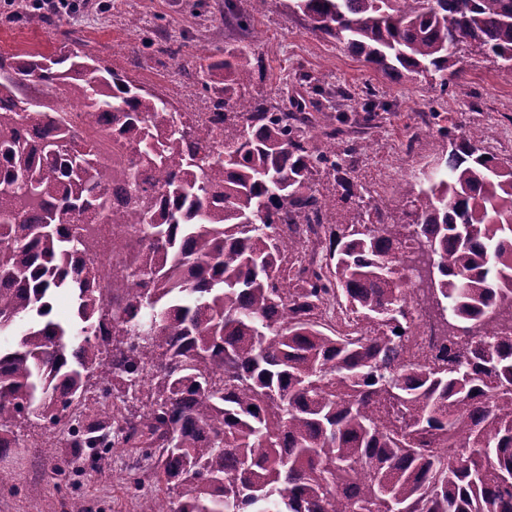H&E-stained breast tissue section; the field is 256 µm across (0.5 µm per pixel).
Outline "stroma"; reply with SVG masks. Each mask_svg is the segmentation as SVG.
Wrapping results in <instances>:
<instances>
[{
	"label": "stroma",
	"instance_id": "35a3bbf8",
	"mask_svg": "<svg viewBox=\"0 0 512 512\" xmlns=\"http://www.w3.org/2000/svg\"><path fill=\"white\" fill-rule=\"evenodd\" d=\"M251 18L250 32L225 27L217 7L201 9L197 0H84L75 14L51 13L45 23L30 25L18 16H0V52L50 54L71 35L79 48L92 52L115 71L159 91L181 112L207 111L209 101L193 77L182 69L193 56H223L225 48L254 49L261 61L252 74V94L279 105L303 93L299 74L317 77L329 87L355 93L373 90L387 101L379 127L358 134L364 145L357 183L375 202L393 210L401 204L394 187L401 179L431 170L446 158L448 142L425 128L420 116L439 112L455 123L488 128L485 146L504 162L512 161V72L480 56L469 57L460 88L441 93L422 77L393 80L374 71L336 42L311 30L288 0H237ZM175 46L176 55L165 52ZM30 439L0 456V470L15 474L14 487L0 489V512H68L71 498L84 500L87 512H137L133 490L121 480L120 451L90 462L89 449L72 447L68 434L32 425ZM57 443L56 456L41 444Z\"/></svg>",
	"mask_w": 512,
	"mask_h": 512
}]
</instances>
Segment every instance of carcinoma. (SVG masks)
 Segmentation results:
<instances>
[{"label": "carcinoma", "instance_id": "cac0c4a2", "mask_svg": "<svg viewBox=\"0 0 512 512\" xmlns=\"http://www.w3.org/2000/svg\"><path fill=\"white\" fill-rule=\"evenodd\" d=\"M292 2L387 76L446 90L468 52L512 70V0ZM224 24L249 27L234 0ZM250 83L244 47L200 66L204 134L86 52L0 53V332L23 325L0 348V454L80 398L75 447L108 439L126 483L144 459L164 485L138 512H512V166L432 113L448 156L401 180L398 220L364 203L345 131L384 102L289 110ZM92 114L120 160L83 136ZM89 224L132 229L110 329ZM65 285L71 324L51 317ZM420 310L441 343L413 359Z\"/></svg>", "mask_w": 512, "mask_h": 512}]
</instances>
